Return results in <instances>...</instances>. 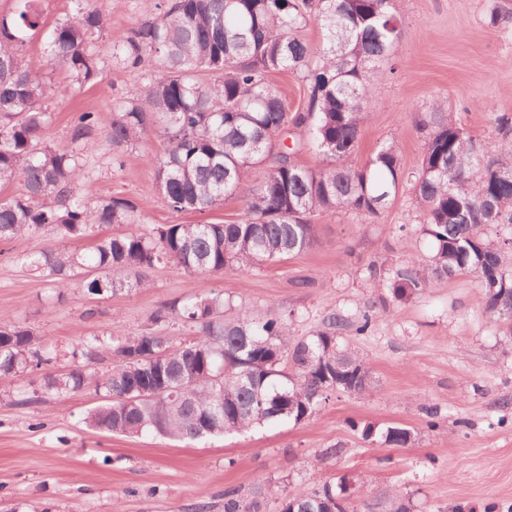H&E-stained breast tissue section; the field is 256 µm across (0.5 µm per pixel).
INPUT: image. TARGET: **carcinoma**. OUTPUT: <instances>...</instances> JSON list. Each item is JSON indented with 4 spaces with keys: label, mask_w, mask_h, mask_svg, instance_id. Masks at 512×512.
Instances as JSON below:
<instances>
[{
    "label": "carcinoma",
    "mask_w": 512,
    "mask_h": 512,
    "mask_svg": "<svg viewBox=\"0 0 512 512\" xmlns=\"http://www.w3.org/2000/svg\"><path fill=\"white\" fill-rule=\"evenodd\" d=\"M40 3L11 0L0 12V186L20 184L0 198V241H79L106 225L121 231L98 238L86 254L30 247L16 259L31 271L66 288L75 270L95 269L81 287L111 297L143 287L142 272L166 263L222 274L282 260L313 245L314 217L350 211L376 219L410 181L433 252L426 269L396 272L394 297L471 274L484 310L512 335V236L497 245L482 235L488 224L512 225V117L494 116L503 137L490 150L436 98L415 123L424 151L414 177L392 143L352 164L379 71L398 40L395 0H140L142 17L107 51L95 39L106 24L98 0H70L69 14L51 26ZM312 19L322 38L317 51L298 35ZM34 40L41 42L37 57L25 51ZM107 57L143 84L140 93L115 101L109 124L97 112H77L66 140L47 142V102L55 92L48 73L58 70L67 87L81 89L99 77ZM282 72L302 75L306 106L288 108L270 81ZM288 130L294 146L280 149L276 142ZM156 132L167 143L156 169L166 207L204 213L239 199L236 221L146 228L136 203L102 199L84 185V149L98 135L128 148ZM302 150L316 163L297 161ZM255 167L264 177L247 189ZM226 307L221 293L158 307L153 321L176 318L196 328L195 339L179 344L160 333L89 340L88 361L110 356L116 364L95 380L106 403L86 423L107 433L196 441L279 421L300 424L330 393L371 388L370 367L339 342L344 318L333 314L323 329L294 341L283 317L260 319L243 309L224 320ZM45 361L32 329L0 318L1 383ZM87 381L77 366L48 377L42 393L61 396ZM412 437L401 426L382 432L389 446ZM344 491L345 484L329 482L298 489L277 502V512H328ZM261 495L259 487L248 501L226 489L224 512H260Z\"/></svg>",
    "instance_id": "cac0c4a2"
}]
</instances>
